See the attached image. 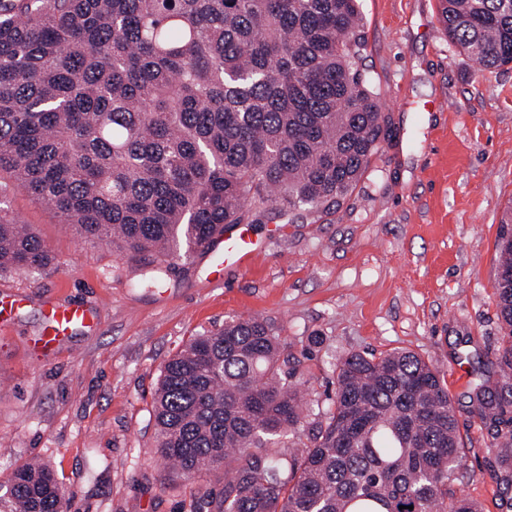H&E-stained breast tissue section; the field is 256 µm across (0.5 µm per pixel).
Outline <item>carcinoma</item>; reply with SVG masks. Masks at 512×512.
<instances>
[{"instance_id": "1", "label": "carcinoma", "mask_w": 512, "mask_h": 512, "mask_svg": "<svg viewBox=\"0 0 512 512\" xmlns=\"http://www.w3.org/2000/svg\"><path fill=\"white\" fill-rule=\"evenodd\" d=\"M448 42L512 65V0H439ZM358 0H0V172L86 242L140 256V285L227 224L328 210L387 135ZM494 284L496 369L469 393L512 512V213ZM54 256L0 200V270ZM264 320L193 336L155 391L157 454L191 478L224 471L217 512H481L448 386L418 354L351 353L305 428L298 364ZM8 512H64L50 470H15Z\"/></svg>"}]
</instances>
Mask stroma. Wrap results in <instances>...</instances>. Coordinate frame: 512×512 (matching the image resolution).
Wrapping results in <instances>:
<instances>
[{
	"label": "stroma",
	"instance_id": "obj_1",
	"mask_svg": "<svg viewBox=\"0 0 512 512\" xmlns=\"http://www.w3.org/2000/svg\"><path fill=\"white\" fill-rule=\"evenodd\" d=\"M359 4V66L391 137L336 209L274 211L253 225L263 252L218 285L204 284L198 257L175 262L161 285L140 286L138 262L85 242L0 175V199L55 257L43 270L0 272V291L22 299L0 315V486L37 463L64 489L69 512H190L198 486L220 494V475L165 476L152 397L191 336L257 316L300 360L308 398L323 409L333 363L347 353L407 349L430 362L467 456L450 487L503 512L489 471L499 445L468 411V382L502 346L493 285L512 209V69L483 68L452 46L437 0ZM49 299L97 308L99 320L44 355L33 343Z\"/></svg>",
	"mask_w": 512,
	"mask_h": 512
}]
</instances>
